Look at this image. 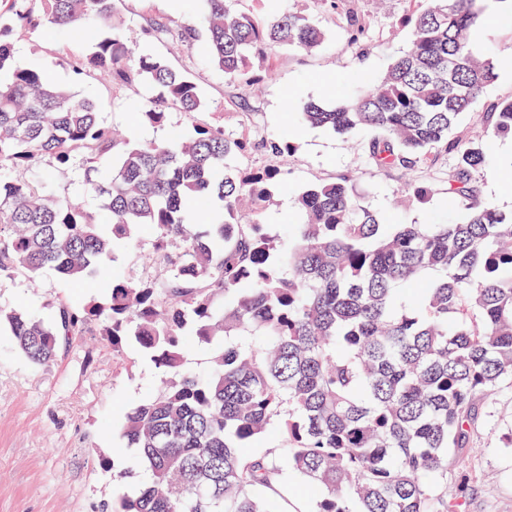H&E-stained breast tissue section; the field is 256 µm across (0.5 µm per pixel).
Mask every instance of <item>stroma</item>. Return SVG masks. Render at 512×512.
<instances>
[{"instance_id": "obj_1", "label": "stroma", "mask_w": 512, "mask_h": 512, "mask_svg": "<svg viewBox=\"0 0 512 512\" xmlns=\"http://www.w3.org/2000/svg\"><path fill=\"white\" fill-rule=\"evenodd\" d=\"M345 7L369 23L363 46L350 47L339 33V16L319 15L312 0H285L286 9L317 15L328 37L317 50L300 53L279 49L254 69V82L233 85L213 67L202 47L184 51L158 39L144 43L146 52L164 55L188 69L212 101L207 122L223 123L226 134L246 140L247 148L232 159L235 167L249 169L269 164L259 151L265 139L284 136L297 145L293 157L280 167L285 187L276 188L262 216L268 229L283 233L299 217L293 200L308 185L350 175L368 205L392 224H413L439 216L460 221L465 210L446 208V175L455 164L448 154L411 171L385 172L373 165L364 146L369 130L343 135L301 122L285 104V91L303 98H324L334 93L337 78L365 73L380 78L391 61L412 39L408 17L421 0H344ZM475 51L503 64L472 113L462 117L459 135L479 139L484 129L478 115L496 101L512 98V11L494 7L473 33ZM64 31L23 33L14 43V63L48 73L59 84H69L97 101L103 122L140 141H154L168 130H183L181 113H171L168 128L141 123L139 113L150 89L140 94L112 92L97 81H77L59 56L75 52ZM512 164V139L494 144L486 165L476 177L482 201L503 211L512 210V182L497 169ZM429 187L425 201L400 204L405 184ZM84 294L73 282L45 270L35 280L19 276L0 281V307L24 312L43 321L54 318L58 304ZM157 371L137 347L117 359L101 334L89 323L83 336L47 366L30 363L14 346L8 327L0 328V512H99L102 505L118 506L124 493L133 491L147 475L133 449L121 435L125 414L150 398ZM483 424L465 451L464 462L448 460L449 484H463L466 500L461 512H512V387H503L484 403Z\"/></svg>"}]
</instances>
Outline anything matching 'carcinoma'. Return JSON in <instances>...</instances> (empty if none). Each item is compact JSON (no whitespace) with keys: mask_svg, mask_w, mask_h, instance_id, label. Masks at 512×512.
<instances>
[{"mask_svg":"<svg viewBox=\"0 0 512 512\" xmlns=\"http://www.w3.org/2000/svg\"><path fill=\"white\" fill-rule=\"evenodd\" d=\"M120 2L10 0V16L0 15V280L50 268L99 288L60 305L50 323L2 310L0 322L38 365L96 321L116 356L136 344L159 370L155 395L124 419L148 480L121 512H284L283 456L314 491L316 512H459L448 449L478 431L476 401L512 384V212L479 202L475 180L492 141L512 136V98L480 115L483 138L455 135L496 79L471 42L483 0H427L411 17L410 48L381 79L356 75L355 95L285 98L311 125L374 131L367 156L381 170L454 155L448 203L465 219L391 226L342 177L298 195L300 221L284 239L261 221L280 167L227 166L246 143L195 121L211 107L204 90L128 43ZM140 2L143 37L194 48L195 26ZM197 2L209 59L230 83H250L273 49L309 53L326 37L282 0H263L262 16L247 0ZM40 27L88 46L64 60L78 80L147 84L155 94L141 122L164 128L176 111L189 129L160 141L115 137L92 99L12 65L16 33ZM343 31L357 46L367 22L351 15ZM262 148L275 158L297 150L288 138ZM37 166L53 181L75 175L101 212L29 179ZM143 226L155 271L100 279L101 259L135 244ZM200 345L214 346L203 374L187 366ZM271 429L281 447L246 451Z\"/></svg>","mask_w":512,"mask_h":512,"instance_id":"obj_1","label":"carcinoma"}]
</instances>
